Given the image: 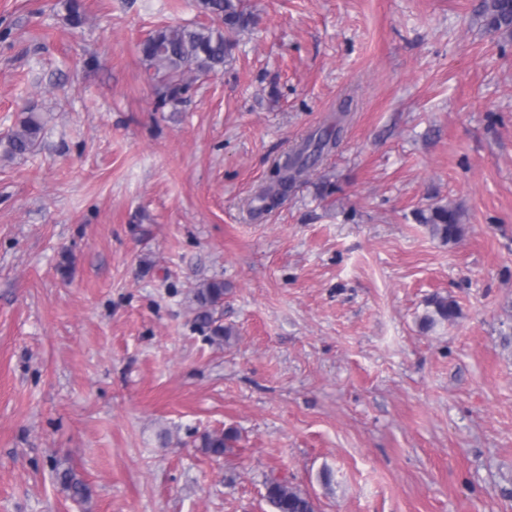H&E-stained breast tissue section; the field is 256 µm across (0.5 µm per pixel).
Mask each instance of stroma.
Listing matches in <instances>:
<instances>
[{"mask_svg":"<svg viewBox=\"0 0 512 512\" xmlns=\"http://www.w3.org/2000/svg\"><path fill=\"white\" fill-rule=\"evenodd\" d=\"M82 2L75 28L0 0V136L45 121L0 158V512H270V476L316 512H512V37L483 0H244L233 64L175 110L136 46L196 0ZM436 204L457 241L417 222ZM435 294L458 316L427 329ZM44 128L42 118L35 112H24L15 131L0 139V150L8 158L24 156L38 147ZM341 131L338 123L330 124L302 139L282 161L275 162L269 172L268 185L254 198L255 209L273 208L302 176L336 148ZM225 286L223 280L213 279L198 285L194 291L196 302L195 321L200 329L208 331L219 342L228 341L232 336L229 328L219 323L217 308L224 302ZM235 439V436L226 432H212L204 434L201 438L200 448L205 453L220 457L224 455L227 448H231L230 442ZM60 483L69 496L77 502H83L89 498V488L83 480L78 478L73 471L65 470L60 474Z\"/></svg>","mask_w":512,"mask_h":512,"instance_id":"1","label":"stroma"}]
</instances>
